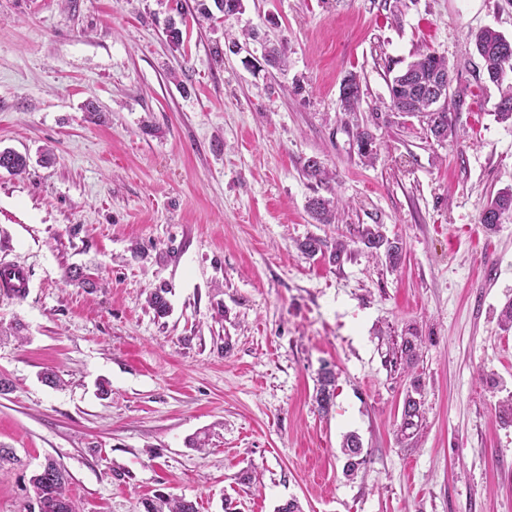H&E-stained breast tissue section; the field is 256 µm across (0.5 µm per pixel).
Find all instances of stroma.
<instances>
[{"label": "stroma", "mask_w": 512, "mask_h": 512, "mask_svg": "<svg viewBox=\"0 0 512 512\" xmlns=\"http://www.w3.org/2000/svg\"><path fill=\"white\" fill-rule=\"evenodd\" d=\"M212 22L188 9L183 44L164 34L169 0H0V148L29 154L0 170V267L28 274L0 290V512H33L32 473L65 468L82 512H145L160 494L198 512H512V221L478 215L512 188V127L494 106L473 35L512 39V0H243ZM255 29L287 45L285 69L214 51ZM448 59L456 139L389 106L393 76L419 53ZM357 120L339 108L348 74ZM94 102L108 115L91 122ZM376 138L364 163L357 123ZM52 164L39 163L44 150ZM319 158L332 176L308 180ZM343 207L318 224L306 203ZM382 225L398 267L352 248L304 257ZM138 253H131L132 244ZM81 268L94 282L75 288ZM166 286L170 311L147 303ZM425 339L415 369L425 414L398 441L411 376L385 364L407 327ZM336 371L328 414L313 402ZM53 370L63 385H46ZM110 392L100 395L98 385ZM368 462L345 478L341 441ZM207 438L204 450L191 447ZM252 467L255 483H239ZM336 394V372L328 365H323L318 373L314 401L318 411L328 413Z\"/></svg>", "instance_id": "35a3bbf8"}]
</instances>
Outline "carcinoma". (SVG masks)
<instances>
[{
	"label": "carcinoma",
	"instance_id": "cac0c4a2",
	"mask_svg": "<svg viewBox=\"0 0 512 512\" xmlns=\"http://www.w3.org/2000/svg\"><path fill=\"white\" fill-rule=\"evenodd\" d=\"M197 13L205 19H214V12L225 16L233 15L242 9L243 0H195ZM474 47L481 61L483 79L486 83L500 84L505 75L512 73V40L506 39L498 31L485 27L474 35ZM349 83L341 85L340 97L343 111L351 114L360 101L358 86L353 84L354 75L347 76ZM452 81L448 61L434 53L420 55L405 69L395 75L389 86L390 108L399 114L423 115L427 120L430 133L439 141L448 139L452 131V120L447 109L430 111L433 87ZM497 122L512 126V94L504 95L494 106ZM358 152L367 161L372 162L377 155L375 137L366 128L356 131ZM29 158L10 148L0 150V169L11 174H21L27 170ZM307 178L323 182L328 171L316 158H310L304 165ZM337 201L322 196H314L307 202L310 217L318 224L336 222ZM512 218V188L497 192L481 210L478 221L489 232L497 230L504 218ZM383 225L369 224L358 230V235L349 240L336 241V251L330 254L334 261L348 251L351 244L360 243L371 251H381L391 266L399 264L403 246L399 239L389 238L382 231ZM324 241L309 236L299 244L301 252L308 258L324 253ZM167 289L157 288L150 293L148 304L155 315L164 318L169 313V304L165 297ZM422 337L411 331L401 337V341L389 347L386 363L390 367L400 368L403 372L412 371L421 357ZM336 394V372L323 365L318 373L314 401L318 411L327 413L333 405ZM423 393L418 379L414 378L407 388L401 413V422L397 434L402 439L414 437L423 419ZM341 452L346 458L343 473L347 477L355 476L360 466L366 464L367 455L363 454V443L359 435L350 433L344 437ZM38 512H79L75 500L69 493L70 475L57 463L49 460L34 472L29 479ZM147 512H197L194 502L177 496L159 498V502L146 503Z\"/></svg>",
	"mask_w": 512,
	"mask_h": 512
}]
</instances>
